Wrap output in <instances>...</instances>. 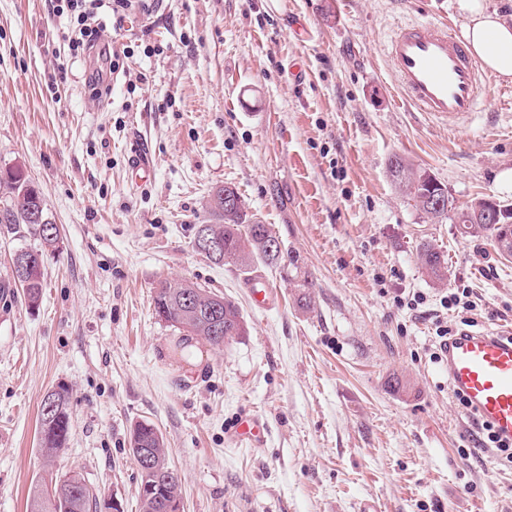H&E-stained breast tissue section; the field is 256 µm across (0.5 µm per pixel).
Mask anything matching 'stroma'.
I'll list each match as a JSON object with an SVG mask.
<instances>
[{"label": "stroma", "instance_id": "obj_1", "mask_svg": "<svg viewBox=\"0 0 512 512\" xmlns=\"http://www.w3.org/2000/svg\"><path fill=\"white\" fill-rule=\"evenodd\" d=\"M148 3L101 34L119 64L105 105L85 63L59 68L69 16L0 0V168L39 186L60 231L32 309L12 266L39 241L0 230V512H26L41 402L59 384L72 413L60 467L124 512H139L140 421L163 436L184 512H512V463L476 448L434 357L448 293H470L476 328H512V258L428 218L388 172L398 156L458 207L512 205L500 82L469 121H435L385 65L394 26H458L455 0ZM141 141L152 169L135 191ZM222 186L285 260L217 265L195 250ZM425 244L446 256L447 282L422 267ZM253 278L275 289L271 309L254 307ZM174 279L235 302L242 336L218 348L161 320L154 291ZM244 411L264 421V447L230 440Z\"/></svg>", "mask_w": 512, "mask_h": 512}]
</instances>
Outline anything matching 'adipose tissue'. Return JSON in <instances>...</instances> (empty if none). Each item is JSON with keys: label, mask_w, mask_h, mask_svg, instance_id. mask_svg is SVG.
Masks as SVG:
<instances>
[{"label": "adipose tissue", "mask_w": 512, "mask_h": 512, "mask_svg": "<svg viewBox=\"0 0 512 512\" xmlns=\"http://www.w3.org/2000/svg\"><path fill=\"white\" fill-rule=\"evenodd\" d=\"M460 36L468 50L507 82L512 81V17L489 9L485 0H456Z\"/></svg>", "instance_id": "obj_1"}]
</instances>
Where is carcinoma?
Here are the masks:
<instances>
[{
  "mask_svg": "<svg viewBox=\"0 0 512 512\" xmlns=\"http://www.w3.org/2000/svg\"><path fill=\"white\" fill-rule=\"evenodd\" d=\"M390 175L393 181L405 187L408 196L420 211L434 217L445 218L461 225L462 233L471 237H486L497 243L508 225L478 224L471 213L472 207L460 208L448 198L443 184L430 185V176L411 168L399 157L390 160ZM217 200L210 203L212 219L207 221L214 235L224 240V253L210 255L216 264L234 263L247 266L256 258L275 264L284 257L281 241L265 224H252L246 220L244 206L237 191L231 187L215 190ZM441 196L446 201L442 210L431 209V199ZM8 211L10 219L3 227L14 229L24 224L34 230L40 240V255L57 250L59 230L48 221L49 214L44 195L31 188L27 179L11 171L0 177V209ZM420 259L428 274L443 281L448 278V261L435 248L426 244L420 250ZM43 271L33 266L26 271L24 295L31 308L38 306L42 295ZM217 294L189 281H162L156 287L153 302L158 317L170 325L194 336L204 338L213 346L220 347L243 330L242 316L238 306L224 301L222 314L210 318L204 315ZM72 428L69 390L61 388L54 418L39 414L40 450L47 464H52L66 447ZM130 453L137 456L141 448L153 451L156 466L165 468L164 440L157 429L148 422L136 423L130 433ZM165 493L158 499H139V512H168V503L181 498L179 478L164 476ZM99 493L83 483L76 493L61 494L51 498L43 493L39 485L31 486L27 495V512H99Z\"/></svg>",
  "mask_w": 512,
  "mask_h": 512,
  "instance_id": "carcinoma-1",
  "label": "carcinoma"
}]
</instances>
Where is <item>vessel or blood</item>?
<instances>
[{
  "label": "vessel or blood",
  "instance_id": "b4317fda",
  "mask_svg": "<svg viewBox=\"0 0 512 512\" xmlns=\"http://www.w3.org/2000/svg\"><path fill=\"white\" fill-rule=\"evenodd\" d=\"M387 64L400 95L418 111L458 120L479 111L488 74L454 36L448 23L398 25L389 40ZM451 390L470 414L488 424L498 440L512 444V336L494 330H465L443 350ZM258 418L241 414L232 427L235 441H260Z\"/></svg>",
  "mask_w": 512,
  "mask_h": 512
}]
</instances>
